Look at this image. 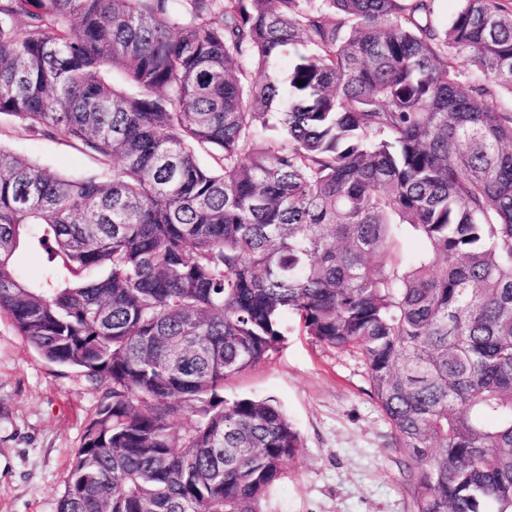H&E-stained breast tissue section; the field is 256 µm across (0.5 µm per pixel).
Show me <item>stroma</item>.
<instances>
[{
  "mask_svg": "<svg viewBox=\"0 0 512 512\" xmlns=\"http://www.w3.org/2000/svg\"><path fill=\"white\" fill-rule=\"evenodd\" d=\"M0 147L65 176L99 171L64 137L3 114ZM367 390L360 357L316 343L293 316L267 360L226 381V399L275 400L302 440L263 512H412L401 455ZM93 411L86 381L45 361L0 317V512H56Z\"/></svg>",
  "mask_w": 512,
  "mask_h": 512,
  "instance_id": "stroma-1",
  "label": "stroma"
}]
</instances>
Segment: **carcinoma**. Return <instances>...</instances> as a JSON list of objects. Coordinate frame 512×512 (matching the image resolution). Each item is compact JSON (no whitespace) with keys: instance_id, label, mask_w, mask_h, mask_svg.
Segmentation results:
<instances>
[{"instance_id":"cac0c4a2","label":"carcinoma","mask_w":512,"mask_h":512,"mask_svg":"<svg viewBox=\"0 0 512 512\" xmlns=\"http://www.w3.org/2000/svg\"><path fill=\"white\" fill-rule=\"evenodd\" d=\"M435 2L0 0V114L101 167L0 148V314L96 394L56 512H261L302 441L224 383L290 314L413 512H512V0Z\"/></svg>"}]
</instances>
